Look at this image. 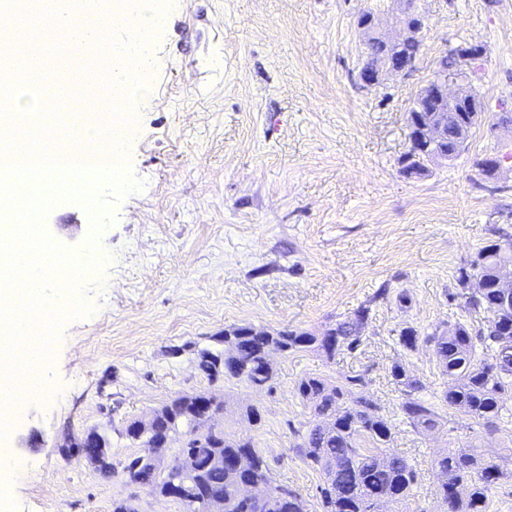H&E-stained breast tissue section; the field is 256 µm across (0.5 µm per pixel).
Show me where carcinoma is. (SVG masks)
<instances>
[{"label":"carcinoma","instance_id":"cac0c4a2","mask_svg":"<svg viewBox=\"0 0 512 512\" xmlns=\"http://www.w3.org/2000/svg\"><path fill=\"white\" fill-rule=\"evenodd\" d=\"M422 42L389 44L382 38L365 42L360 70L375 71L392 62L418 59ZM469 113L450 112L444 119L445 135L440 153L452 159L465 150L457 138V130ZM479 266L482 288L477 297L466 296L463 286L469 272L463 270L457 291L449 301L458 303L467 315L478 314L474 326L457 321L445 329L434 328L425 336L410 326L399 330V343L414 350L423 342L432 350L441 374L448 382L440 394L441 405L469 417L476 425L490 427L502 417L503 396L512 394V301L504 302L495 288L497 276L512 266V235L503 231L498 239L482 247L471 260ZM370 305L359 306L352 315L337 321L316 336L303 330L285 329L269 336H236L238 356L225 361L208 350L199 355L198 368L210 379L223 376L246 382L255 388H272L274 374L266 362V346L274 344L283 355L299 351H317L328 359L355 351L361 342L360 323L368 322ZM395 383L404 391L401 411L408 424L421 431L434 429L439 423L436 407L417 396L425 389L418 379L408 375L406 367L396 363L391 369ZM365 384L361 373L348 374L336 381L321 376H305L298 381L295 392L310 410L312 420L305 429L294 431L292 451L302 456L310 467L319 470L323 483L319 490V512H381L412 496L419 481L416 466L406 458L389 452L393 425L376 403L359 397L349 404L346 396L353 386ZM188 396L181 395L164 406L160 431L171 442H184L191 434ZM224 454V469L213 463L216 452ZM200 471L201 493L224 495V512H310L301 493L290 488L288 498L273 494L272 469L267 459L250 438L224 436V448L217 450L201 443L189 449ZM251 459L250 466L240 472L234 461ZM137 458L122 468V475H136L139 484L156 492L162 488L159 476L143 466L134 469ZM435 495L445 512H487L489 495L507 476L503 466L486 462L475 444L449 448L431 465ZM254 487L255 497L242 499L235 493L238 483Z\"/></svg>","mask_w":512,"mask_h":512}]
</instances>
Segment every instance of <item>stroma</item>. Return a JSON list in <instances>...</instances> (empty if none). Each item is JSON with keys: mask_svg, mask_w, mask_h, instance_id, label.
<instances>
[{"mask_svg": "<svg viewBox=\"0 0 512 512\" xmlns=\"http://www.w3.org/2000/svg\"><path fill=\"white\" fill-rule=\"evenodd\" d=\"M169 19L152 28L153 82L126 94L136 123L126 141L139 191L113 204L100 233V275L81 278L89 315L64 324L44 395L24 397L15 423L0 427V512H112L116 499L139 512H184L149 487L103 477L65 459L62 439L89 428L110 440L122 467L141 454L127 422L180 395L224 401L219 425L250 438L278 485L300 492L316 512L322 477L292 450L309 409L295 392L307 375L365 374L361 393L394 427L393 453L421 473L404 512H442L427 475L443 449L478 439L485 460L512 469V420L474 435L467 418L443 411L442 426L414 431L391 368L404 363L432 400L443 388L426 345L410 352L401 327L455 323L448 300L461 267L512 233V167L495 177L475 161L512 152V0H420L428 18L418 64L407 75L363 89L358 19L376 8L381 29L401 17L375 0H165ZM478 44L484 67L471 86L483 113L465 151L408 177L407 113L451 48ZM50 236L87 261L86 209L61 202ZM388 295L375 299L378 289ZM410 297L400 306L398 294ZM368 326L357 351L327 360L305 351L274 358L272 388L208 379L197 352L223 350L225 327L321 334L362 303ZM261 412L251 423L248 406Z\"/></svg>", "mask_w": 512, "mask_h": 512, "instance_id": "1", "label": "stroma"}]
</instances>
